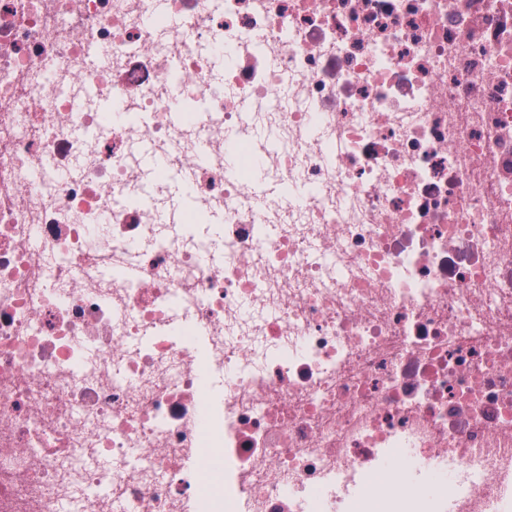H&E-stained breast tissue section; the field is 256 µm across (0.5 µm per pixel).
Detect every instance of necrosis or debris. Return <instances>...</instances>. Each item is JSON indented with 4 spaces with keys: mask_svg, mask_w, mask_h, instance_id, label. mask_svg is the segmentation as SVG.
<instances>
[{
    "mask_svg": "<svg viewBox=\"0 0 512 512\" xmlns=\"http://www.w3.org/2000/svg\"><path fill=\"white\" fill-rule=\"evenodd\" d=\"M68 504L512 512V0H0V512Z\"/></svg>",
    "mask_w": 512,
    "mask_h": 512,
    "instance_id": "necrosis-or-debris-1",
    "label": "necrosis or debris"
}]
</instances>
